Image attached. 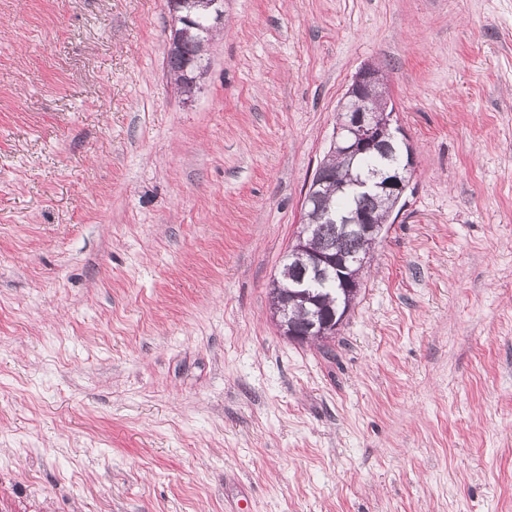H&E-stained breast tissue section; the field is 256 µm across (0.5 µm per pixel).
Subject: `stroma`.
<instances>
[{"label":"stroma","mask_w":512,"mask_h":512,"mask_svg":"<svg viewBox=\"0 0 512 512\" xmlns=\"http://www.w3.org/2000/svg\"><path fill=\"white\" fill-rule=\"evenodd\" d=\"M0 0V512H512V0ZM417 154L336 335L268 285L359 68ZM220 0H171L169 1V10L171 15L179 19L184 25H189L193 18L192 10L201 8L209 10L213 8L215 15L222 17ZM179 12L184 14L178 15ZM195 14L198 17L200 28H185L179 22L177 31L181 32L178 43L174 49L167 52L166 66L169 74L173 77L179 93L186 99L194 96L198 86L197 78L200 79L205 73L208 65L206 55V45L215 36L216 28L221 23H216L209 18L207 12L197 10ZM282 304L288 305V295L281 296ZM310 304L304 303L302 300H297L288 305V314L286 321L288 322V327H294L297 330L305 332H298L294 329L288 330L286 328L285 323H280L279 330L281 334L287 337L290 341L298 342L310 340L311 336H321L324 338L325 336H329L330 333H334L338 327L343 322L344 318L348 314L351 309V305L346 310V312L338 319L340 308L336 309V313L333 312V317L328 319V322L322 316V313L318 310L312 314V319L309 321L308 313H309ZM336 322V324H335ZM318 327V333L312 334V330Z\"/></svg>","instance_id":"1"}]
</instances>
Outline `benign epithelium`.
Wrapping results in <instances>:
<instances>
[{"instance_id": "1", "label": "benign epithelium", "mask_w": 512, "mask_h": 512, "mask_svg": "<svg viewBox=\"0 0 512 512\" xmlns=\"http://www.w3.org/2000/svg\"><path fill=\"white\" fill-rule=\"evenodd\" d=\"M222 0H169L171 15L184 25L193 18L192 10L201 8L213 10L222 15ZM382 82V72L374 64L363 66L354 76L345 93L339 112L341 120L337 126L332 149L346 158H356L374 153L391 152L395 158L391 163L374 172L369 178L358 183L364 192H373L394 206L398 205L406 190V176L416 164L415 149L403 129L395 124V107L385 100L374 106L353 108L349 101H368L373 98L375 88ZM343 230L371 239L376 244L381 238L383 225L374 216L362 210H352L342 220ZM288 259L296 261L302 268V276L297 285L306 288L320 281L330 282L337 288L340 297H350L361 287L360 271L369 261V255L330 254L313 248L309 235L303 233L295 238L288 249ZM339 313L326 320L322 313L312 314L307 330L298 332L279 325L281 334L293 342L310 339L312 330L325 337L335 332L342 320Z\"/></svg>"}]
</instances>
